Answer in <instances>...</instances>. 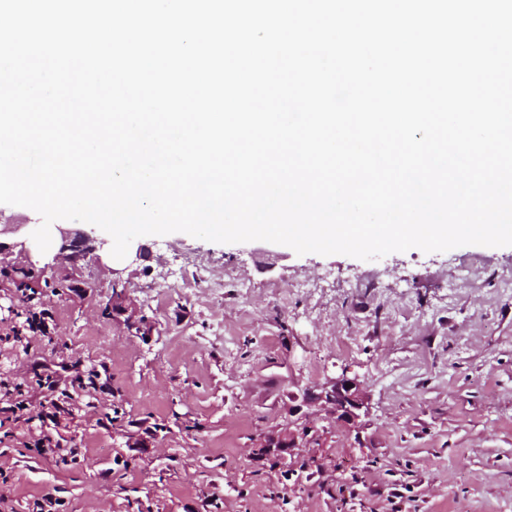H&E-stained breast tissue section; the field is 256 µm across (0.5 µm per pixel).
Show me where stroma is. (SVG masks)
<instances>
[{
    "label": "stroma",
    "instance_id": "1",
    "mask_svg": "<svg viewBox=\"0 0 512 512\" xmlns=\"http://www.w3.org/2000/svg\"><path fill=\"white\" fill-rule=\"evenodd\" d=\"M40 221L0 204V269L35 278L0 276V378H91L60 426L35 401L0 425V512H512V246L365 261L175 232L71 264L17 249ZM116 276L146 334L113 321ZM342 375L364 385L354 428L302 400ZM53 430L78 464L33 447Z\"/></svg>",
    "mask_w": 512,
    "mask_h": 512
}]
</instances>
